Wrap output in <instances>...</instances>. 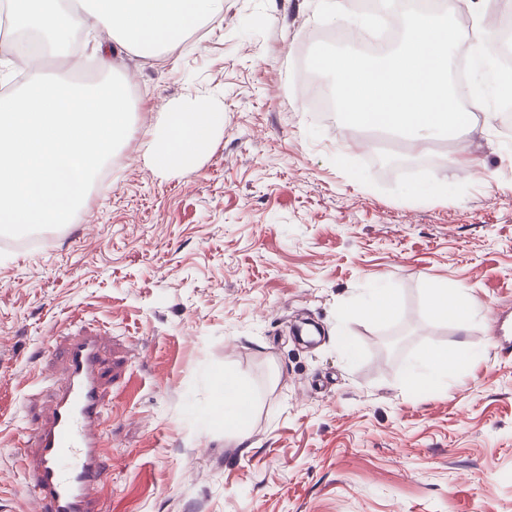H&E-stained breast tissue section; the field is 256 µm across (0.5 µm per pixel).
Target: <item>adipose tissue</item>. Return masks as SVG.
Instances as JSON below:
<instances>
[{
  "instance_id": "1",
  "label": "adipose tissue",
  "mask_w": 512,
  "mask_h": 512,
  "mask_svg": "<svg viewBox=\"0 0 512 512\" xmlns=\"http://www.w3.org/2000/svg\"><path fill=\"white\" fill-rule=\"evenodd\" d=\"M224 0H88L80 18L61 9L59 0H9V19L14 27L42 31L55 45L67 46L75 27L107 30L124 49L143 57L178 47L186 33L202 20L221 14ZM214 100L178 101L163 112L151 130L144 159L164 171L186 166L213 137L223 122ZM430 316L438 322L465 325L478 307L462 289L433 284L425 290ZM464 357L457 349L426 354L420 369H408L410 382L448 383L459 375ZM253 401L248 384L228 380L224 389V432L238 443L249 437L245 415Z\"/></svg>"
}]
</instances>
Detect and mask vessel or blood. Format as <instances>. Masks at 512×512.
I'll list each match as a JSON object with an SVG mask.
<instances>
[{"label": "vessel or blood", "mask_w": 512, "mask_h": 512, "mask_svg": "<svg viewBox=\"0 0 512 512\" xmlns=\"http://www.w3.org/2000/svg\"><path fill=\"white\" fill-rule=\"evenodd\" d=\"M67 362L49 418L32 433L37 460L26 471L41 512H87L90 496L107 481L99 434L102 406L96 340L72 345Z\"/></svg>", "instance_id": "b4317fda"}]
</instances>
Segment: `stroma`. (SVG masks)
Instances as JSON below:
<instances>
[{
  "mask_svg": "<svg viewBox=\"0 0 512 512\" xmlns=\"http://www.w3.org/2000/svg\"><path fill=\"white\" fill-rule=\"evenodd\" d=\"M326 0H224L171 52L113 62L133 86L126 142L41 247L0 248V512H38L22 447L70 342L100 339L108 485L91 512H512V132L472 113L434 163L377 171L296 88ZM217 99L191 168L143 158L161 112ZM444 184L447 199L407 193ZM468 288L466 326L424 290ZM394 293L384 321L359 314ZM464 348L448 387L408 383ZM254 393L247 445L224 437V383Z\"/></svg>",
  "mask_w": 512,
  "mask_h": 512,
  "instance_id": "stroma-1",
  "label": "stroma"
}]
</instances>
